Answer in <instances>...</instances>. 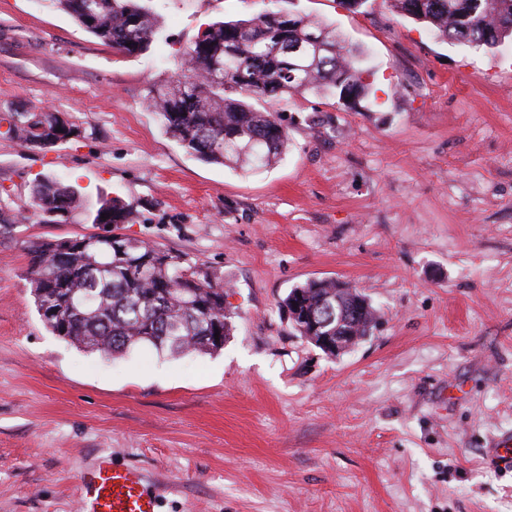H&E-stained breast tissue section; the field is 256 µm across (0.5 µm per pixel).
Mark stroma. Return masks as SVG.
I'll list each match as a JSON object with an SVG mask.
<instances>
[{
  "instance_id": "obj_1",
  "label": "stroma",
  "mask_w": 512,
  "mask_h": 512,
  "mask_svg": "<svg viewBox=\"0 0 512 512\" xmlns=\"http://www.w3.org/2000/svg\"><path fill=\"white\" fill-rule=\"evenodd\" d=\"M297 5L363 52L369 93L281 96L288 148L254 173L187 154L144 98L200 28L277 0H150L162 34L132 57L50 0H0V111L79 128L0 140V207L24 215L0 236V512H79L102 451L146 470L161 512H512V456L490 451L512 440V42L437 41L388 0ZM44 176L85 212L28 215ZM110 198L137 206L119 233L223 277L220 353L112 361L46 329L27 248L102 232ZM327 277L378 312L334 357L281 308ZM12 116L18 121L11 123ZM63 117L64 119H62ZM9 123L6 131H0V138L19 142L28 148L52 149L66 141L75 133L77 127L58 112H1L0 124ZM60 128V132H57ZM35 143H42L44 147H36Z\"/></svg>"
}]
</instances>
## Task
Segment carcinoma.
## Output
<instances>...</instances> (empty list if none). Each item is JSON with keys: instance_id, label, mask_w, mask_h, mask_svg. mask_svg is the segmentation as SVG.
<instances>
[{"instance_id": "1", "label": "carcinoma", "mask_w": 512, "mask_h": 512, "mask_svg": "<svg viewBox=\"0 0 512 512\" xmlns=\"http://www.w3.org/2000/svg\"><path fill=\"white\" fill-rule=\"evenodd\" d=\"M88 33L117 53L134 56L161 34V23L141 0H52ZM405 17L441 42L492 52L512 41V0H392ZM361 53L335 29L296 9L264 10L248 19L217 22L201 30L180 55V72L149 88L145 102L165 134L199 161L258 171L275 165L288 144L278 113L250 101H275L288 93L330 94L340 100L368 92ZM9 122L0 138L52 149L76 126L58 112H1ZM30 208L39 223L59 222L82 208L77 189L53 176L36 181ZM109 218L101 219L102 214ZM137 208L104 200L95 224H129ZM113 231L34 243L28 280L36 309L55 336L104 356L141 344L160 353L214 354L232 330L224 280L207 269L143 241L112 243ZM341 299L357 316L347 325L362 341L377 322L376 310L358 290L334 279H313L290 290L283 309L293 332L317 345L323 330L304 312Z\"/></svg>"}]
</instances>
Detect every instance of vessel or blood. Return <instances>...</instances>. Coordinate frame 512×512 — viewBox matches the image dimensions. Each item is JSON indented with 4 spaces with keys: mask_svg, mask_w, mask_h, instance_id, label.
I'll list each match as a JSON object with an SVG mask.
<instances>
[{
    "mask_svg": "<svg viewBox=\"0 0 512 512\" xmlns=\"http://www.w3.org/2000/svg\"><path fill=\"white\" fill-rule=\"evenodd\" d=\"M82 512H160L158 494L140 468L99 457L79 479Z\"/></svg>",
    "mask_w": 512,
    "mask_h": 512,
    "instance_id": "vessel-or-blood-1",
    "label": "vessel or blood"
}]
</instances>
